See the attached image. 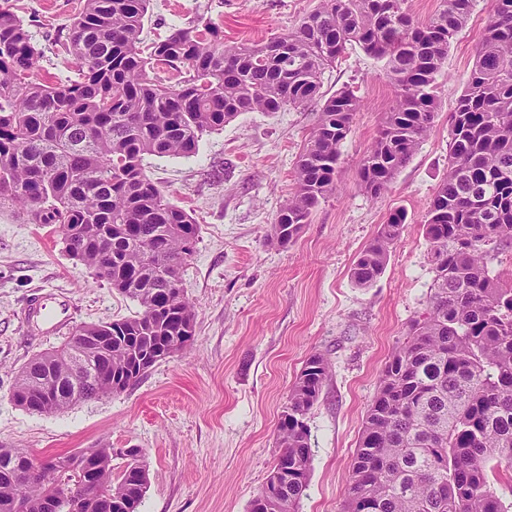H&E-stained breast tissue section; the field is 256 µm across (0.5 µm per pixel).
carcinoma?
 Segmentation results:
<instances>
[{
    "instance_id": "1",
    "label": "carcinoma",
    "mask_w": 512,
    "mask_h": 512,
    "mask_svg": "<svg viewBox=\"0 0 512 512\" xmlns=\"http://www.w3.org/2000/svg\"><path fill=\"white\" fill-rule=\"evenodd\" d=\"M150 0H79L62 46L79 80L41 76V52L23 21L0 9V206L18 205L31 224L57 226L66 250L123 296L133 317L79 327L60 349L30 361L13 399L30 412L55 414L112 395L142 373L132 352L181 338L187 351L195 312L171 284L194 253L199 228L144 172L148 156L186 157L206 133L243 112L316 107L317 123L295 165V187L271 231L286 246L321 202L339 188L341 147L363 102L345 87L321 91L326 68L358 48L384 62L395 97L362 158L361 188L385 194L429 135L438 110L436 77L451 41L470 20L474 0H438L425 19L408 0H318L317 8L262 43H224L209 19L142 37ZM162 66L172 86L149 77ZM406 215L379 225L352 277L368 286L384 271ZM425 235L433 286L381 373L345 485L344 512H512L488 472L512 465V279L490 253L512 245V0H490L467 85L451 115L448 174L430 201ZM107 335L95 377L78 374L86 337ZM329 371L307 358L288 394L277 443L287 454L281 500L297 512L312 453L305 415ZM80 451L58 454L49 478L29 474L31 455L0 448V512H46L54 485L83 500V512H137L147 486L136 455L94 449L95 474ZM27 479V497L15 485Z\"/></svg>"
}]
</instances>
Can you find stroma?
Instances as JSON below:
<instances>
[{"label": "stroma", "mask_w": 512, "mask_h": 512, "mask_svg": "<svg viewBox=\"0 0 512 512\" xmlns=\"http://www.w3.org/2000/svg\"><path fill=\"white\" fill-rule=\"evenodd\" d=\"M53 82L73 79L54 56L77 0H9ZM318 0H150L143 35L154 39L197 15L224 28L225 42H261L287 32ZM489 0H474L468 25L437 80L440 109L427 139L374 198L358 185L361 158L393 98L381 61L356 50L326 70L322 90L353 86L363 107L342 147L338 192L313 212L294 243L270 227L287 202L294 167L317 120L313 109L245 112L203 136L189 157H149L147 175L199 227L183 271L195 310L194 340L122 393L44 415L17 406L12 387L36 355L65 336H32L23 310L37 293L61 291L72 327L136 315L137 302L72 259L54 226L0 208V447L44 457L108 443L140 448L148 484L138 512H250L278 456L288 391L314 353L330 363L305 422L313 453L298 512H343L344 489L381 372L409 325L427 308L434 273L423 221L448 170L449 117L466 86ZM407 222L383 273L358 286L352 269L390 212Z\"/></svg>", "instance_id": "obj_1"}]
</instances>
